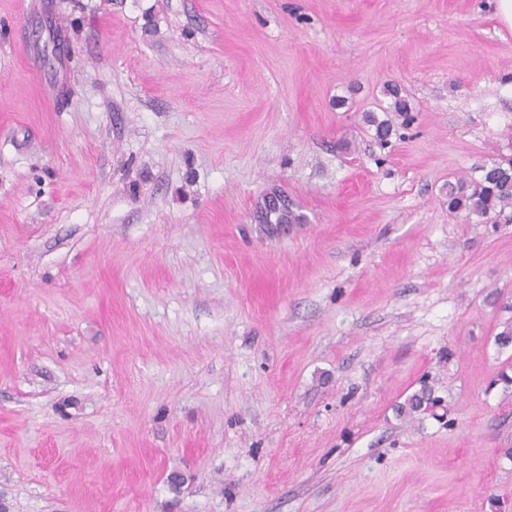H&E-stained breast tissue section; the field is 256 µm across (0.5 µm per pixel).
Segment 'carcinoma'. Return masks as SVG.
<instances>
[{"label":"carcinoma","mask_w":512,"mask_h":512,"mask_svg":"<svg viewBox=\"0 0 512 512\" xmlns=\"http://www.w3.org/2000/svg\"><path fill=\"white\" fill-rule=\"evenodd\" d=\"M393 98V109L405 121H410V104L396 86L386 88ZM477 178L461 179L448 184V209L475 216L482 221L497 224L500 220L512 222L506 210L512 208V156H503L489 165L479 167Z\"/></svg>","instance_id":"cac0c4a2"}]
</instances>
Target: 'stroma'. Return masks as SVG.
Returning a JSON list of instances; mask_svg holds the SVG:
<instances>
[{
    "label": "stroma",
    "instance_id": "1",
    "mask_svg": "<svg viewBox=\"0 0 512 512\" xmlns=\"http://www.w3.org/2000/svg\"><path fill=\"white\" fill-rule=\"evenodd\" d=\"M503 155L495 0H0V504L512 512ZM477 178L458 180L448 186V209L465 213L467 218L476 216L485 223L498 224L512 208V156H502L498 161L479 167Z\"/></svg>",
    "mask_w": 512,
    "mask_h": 512
}]
</instances>
